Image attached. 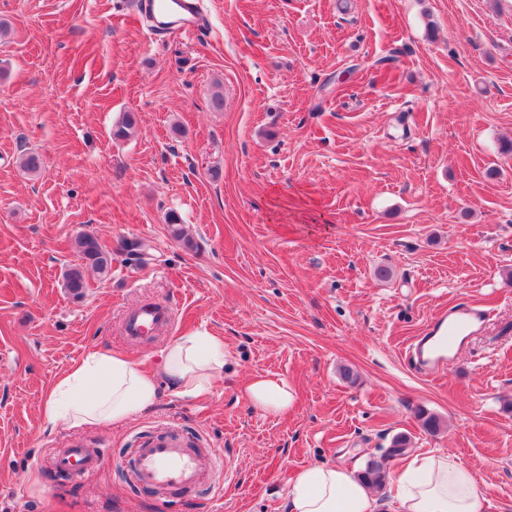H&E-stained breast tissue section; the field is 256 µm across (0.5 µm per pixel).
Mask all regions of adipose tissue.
Segmentation results:
<instances>
[{
  "label": "adipose tissue",
  "instance_id": "obj_1",
  "mask_svg": "<svg viewBox=\"0 0 512 512\" xmlns=\"http://www.w3.org/2000/svg\"><path fill=\"white\" fill-rule=\"evenodd\" d=\"M172 393L201 397L224 375V340L197 332L169 341L160 352ZM159 397L156 379L120 353L92 351L57 379L41 411L49 426L70 429L119 425L148 413ZM243 397L254 408L287 412L293 393L287 380L253 376ZM400 512H485L487 498L472 470L445 454L415 457L388 481ZM286 512H378L374 491L356 469L328 464L302 467L285 498Z\"/></svg>",
  "mask_w": 512,
  "mask_h": 512
}]
</instances>
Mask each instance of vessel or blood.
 I'll return each mask as SVG.
<instances>
[{"instance_id": "obj_1", "label": "vessel or blood", "mask_w": 512, "mask_h": 512, "mask_svg": "<svg viewBox=\"0 0 512 512\" xmlns=\"http://www.w3.org/2000/svg\"><path fill=\"white\" fill-rule=\"evenodd\" d=\"M179 25L157 28L160 36L194 35L203 24L200 0H178ZM484 316L482 309L472 305H454L437 314L427 329L406 349L409 362L418 370L436 374L444 371L458 336L468 331ZM171 322L167 305L149 302L126 312L123 333L127 340L144 343L164 331ZM104 456L98 449L72 446L55 459L58 469L66 470L79 480L99 470ZM136 483L156 492H169L200 485L207 478L201 466L199 449L189 447L187 441L173 434L146 438L136 450L131 471Z\"/></svg>"}]
</instances>
